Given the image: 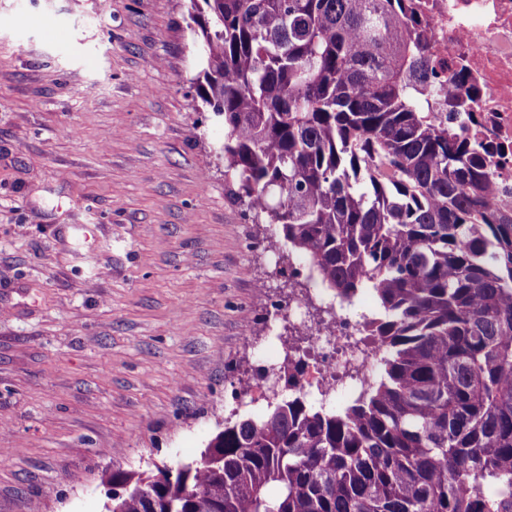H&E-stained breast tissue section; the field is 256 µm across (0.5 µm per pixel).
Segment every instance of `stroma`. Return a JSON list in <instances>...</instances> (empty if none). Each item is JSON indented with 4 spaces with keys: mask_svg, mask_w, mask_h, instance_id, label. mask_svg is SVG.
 <instances>
[{
    "mask_svg": "<svg viewBox=\"0 0 512 512\" xmlns=\"http://www.w3.org/2000/svg\"><path fill=\"white\" fill-rule=\"evenodd\" d=\"M0 512H105L198 458L256 368L278 226L236 202L186 0H0Z\"/></svg>",
    "mask_w": 512,
    "mask_h": 512,
    "instance_id": "stroma-1",
    "label": "stroma"
}]
</instances>
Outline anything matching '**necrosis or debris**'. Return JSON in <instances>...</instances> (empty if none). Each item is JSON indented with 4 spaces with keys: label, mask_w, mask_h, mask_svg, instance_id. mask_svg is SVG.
Returning a JSON list of instances; mask_svg holds the SVG:
<instances>
[{
    "label": "necrosis or debris",
    "mask_w": 512,
    "mask_h": 512,
    "mask_svg": "<svg viewBox=\"0 0 512 512\" xmlns=\"http://www.w3.org/2000/svg\"><path fill=\"white\" fill-rule=\"evenodd\" d=\"M424 39L430 78H416L438 122L490 144L495 202L512 210V0H405ZM459 81L456 97L448 82ZM457 111H449V100ZM311 294L276 303L294 335H268L265 345L282 348L289 362L303 361L295 390L306 398L345 400L358 394L378 365L376 343L362 334V322L338 308L315 320Z\"/></svg>",
    "instance_id": "obj_1"
}]
</instances>
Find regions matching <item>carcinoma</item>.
Returning a JSON list of instances; mask_svg holds the SVG:
<instances>
[{"label":"carcinoma","instance_id":"1","mask_svg":"<svg viewBox=\"0 0 512 512\" xmlns=\"http://www.w3.org/2000/svg\"><path fill=\"white\" fill-rule=\"evenodd\" d=\"M233 198L364 319L380 371L339 409L224 420L118 512H512V213L488 149L435 121L402 0H188Z\"/></svg>","mask_w":512,"mask_h":512}]
</instances>
